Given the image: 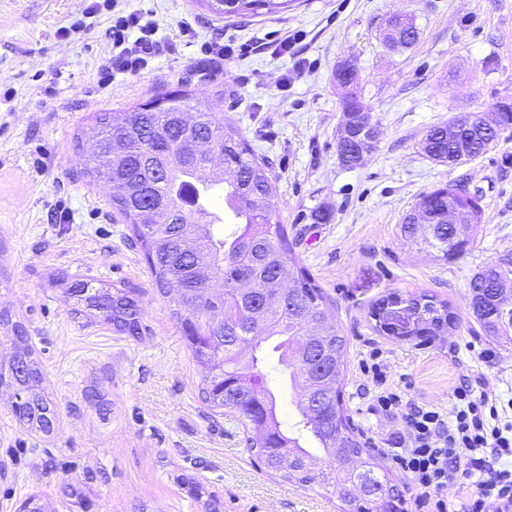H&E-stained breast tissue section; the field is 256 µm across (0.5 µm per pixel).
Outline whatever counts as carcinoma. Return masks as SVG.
<instances>
[{
  "mask_svg": "<svg viewBox=\"0 0 512 512\" xmlns=\"http://www.w3.org/2000/svg\"><path fill=\"white\" fill-rule=\"evenodd\" d=\"M217 16L257 15L280 11L290 0H203ZM186 89L158 94L120 115H100L88 134L97 158L96 176L126 186L113 198L130 221L144 251L154 281L164 295L175 294V316L193 357L204 370L202 400L215 413L235 415L250 451L271 472L300 486L324 482V472L309 443L322 449L336 483L342 485L341 512H404L403 500L390 474L367 453L342 404L346 340L333 321L321 288L297 264L288 232L274 214L276 186L268 166L240 135L236 126L211 108L195 109L187 127L179 116L191 109ZM342 119L350 127L376 123L353 95L345 97ZM512 125V112L462 115L431 127L423 151L441 163L483 154L499 135L496 128ZM223 166L202 176L211 151ZM224 191V207L233 228L226 232L214 219L213 195ZM455 207L457 221L443 220L442 211ZM413 211L431 216L430 234L418 236L412 216L400 225L401 234L418 239L437 258L459 255L481 221L478 199L461 196L446 184L423 194ZM502 273L489 267L471 280L472 309L488 329L496 330L505 313V298L494 288ZM67 296L94 311L104 324L132 335L140 330V312L130 292L77 280ZM423 303L419 332L436 336L455 327L447 303L428 295L408 299ZM277 339L273 351L288 370L292 384L318 387L313 399L295 402L300 420L296 431L278 417L269 388L263 385L266 365L262 343ZM22 344L9 371H0V386L21 398L15 416L30 428L48 433L54 421L45 417L47 399L38 388L40 371L27 347L22 326H15ZM291 461L279 466L280 455ZM345 457L361 458L358 473L342 466Z\"/></svg>",
  "mask_w": 512,
  "mask_h": 512,
  "instance_id": "1",
  "label": "carcinoma"
}]
</instances>
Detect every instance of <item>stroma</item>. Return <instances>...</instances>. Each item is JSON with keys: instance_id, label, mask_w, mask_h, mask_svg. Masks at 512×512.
Wrapping results in <instances>:
<instances>
[{"instance_id": "obj_1", "label": "stroma", "mask_w": 512, "mask_h": 512, "mask_svg": "<svg viewBox=\"0 0 512 512\" xmlns=\"http://www.w3.org/2000/svg\"><path fill=\"white\" fill-rule=\"evenodd\" d=\"M132 11L148 14L166 45L137 76L112 67V19ZM396 13L419 30L402 51L382 40ZM286 36L288 55L259 48ZM216 41L230 49L219 65L207 57ZM346 61L350 90L379 128L353 168L336 149L345 90L333 73ZM183 84L267 163L276 215L347 342L345 411L404 512H417L392 457L397 423L368 411L360 363L383 350L389 381L419 404L449 409L476 367L489 395L512 399V325L485 330L470 292L491 265L512 281V131L452 166L420 149L428 127L512 101V0H293L230 18L204 0H0V368L22 323L56 414L50 433L31 430L0 387V512L32 496L43 512H339L334 485L266 473L240 422L201 400L175 305L78 143L101 113ZM445 184L479 198L482 222L459 256L438 261L400 226L419 196ZM76 280L132 291L139 335L77 313L64 293ZM423 294L448 302L454 330L406 340L375 330L380 300ZM483 349L493 358L475 365Z\"/></svg>"}]
</instances>
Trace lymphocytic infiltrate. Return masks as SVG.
Instances as JSON below:
<instances>
[{"instance_id": "f902f5d3", "label": "lymphocytic infiltrate", "mask_w": 512, "mask_h": 512, "mask_svg": "<svg viewBox=\"0 0 512 512\" xmlns=\"http://www.w3.org/2000/svg\"><path fill=\"white\" fill-rule=\"evenodd\" d=\"M156 25L132 12L112 26V50L120 68L132 75L147 69L161 52ZM373 350L363 373L373 385L372 413L398 422L394 460L416 493L419 512H512V421L498 409L497 398L473 374L453 391L449 410L403 401L387 379ZM458 496L443 497L447 487Z\"/></svg>"}]
</instances>
